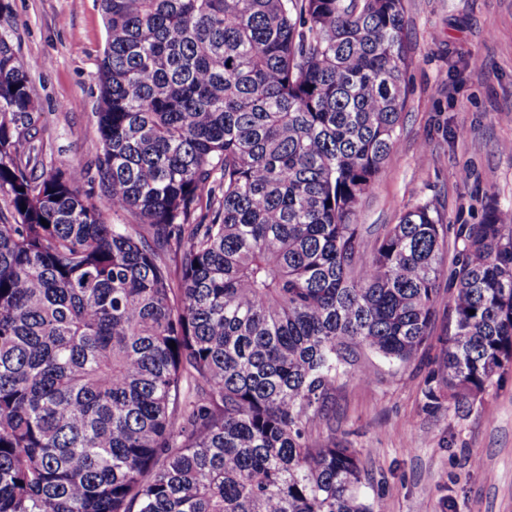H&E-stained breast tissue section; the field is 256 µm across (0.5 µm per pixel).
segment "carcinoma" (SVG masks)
<instances>
[{
    "label": "carcinoma",
    "mask_w": 512,
    "mask_h": 512,
    "mask_svg": "<svg viewBox=\"0 0 512 512\" xmlns=\"http://www.w3.org/2000/svg\"><path fill=\"white\" fill-rule=\"evenodd\" d=\"M101 7L90 165L39 159L0 35V512H372L314 439L337 381L411 361L447 273L444 387L512 362L511 212L458 225L450 270L432 201L371 245L352 223L398 139L404 0Z\"/></svg>",
    "instance_id": "obj_1"
}]
</instances>
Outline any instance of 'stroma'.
I'll return each instance as SVG.
<instances>
[{
  "label": "stroma",
  "mask_w": 512,
  "mask_h": 512,
  "mask_svg": "<svg viewBox=\"0 0 512 512\" xmlns=\"http://www.w3.org/2000/svg\"><path fill=\"white\" fill-rule=\"evenodd\" d=\"M406 100L397 144L355 223L373 231L417 203L449 228L512 209V0H405ZM33 65L46 161L83 166L102 145L94 113L106 43L100 0H0V33ZM438 341L407 366L378 362L365 386L337 392L316 441L355 449L362 497L381 512H512V365L480 394L426 407Z\"/></svg>",
  "instance_id": "obj_1"
}]
</instances>
